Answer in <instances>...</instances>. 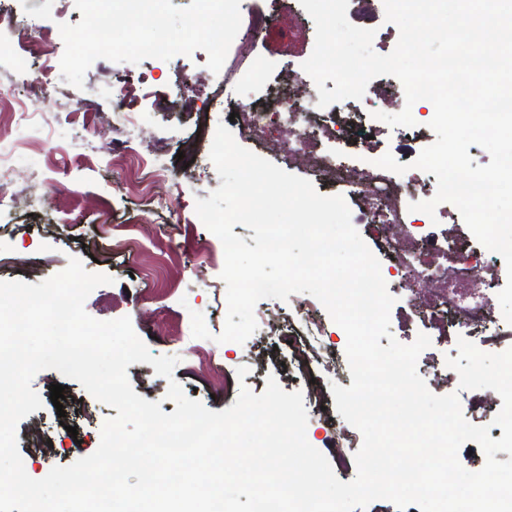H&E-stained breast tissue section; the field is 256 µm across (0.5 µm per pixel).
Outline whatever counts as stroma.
<instances>
[{
    "instance_id": "obj_1",
    "label": "stroma",
    "mask_w": 512,
    "mask_h": 512,
    "mask_svg": "<svg viewBox=\"0 0 512 512\" xmlns=\"http://www.w3.org/2000/svg\"><path fill=\"white\" fill-rule=\"evenodd\" d=\"M9 12L31 19L32 38L57 32L59 24L78 23L82 14L75 0H5ZM242 18L256 11L270 16L266 32L256 36L252 53L259 83L277 82L283 104L302 111L310 106L306 93H293L289 70L301 69L311 55L316 28L299 0H241ZM347 17L358 27L375 29L372 47L381 55L395 48L399 29L386 22L382 0H349ZM10 34L0 29V150L11 153L9 175L16 187H26L33 177L43 181L45 202L40 206L20 204L0 215V280L28 281L27 266L39 269V280L61 272L69 258L81 260L86 271L105 273L112 284L96 288L86 299V312L99 320L129 317L137 336L156 356H175L179 362L172 378L156 374L152 365L128 366V379L134 392L150 402H160L164 413L176 405L167 400L169 380H176L189 399L200 401L213 412L231 407L241 386L262 394L268 377H275L285 392L308 393L309 386L289 374L291 355L279 345L277 337L254 333L245 343L219 342L227 313L224 248L195 213L196 199L208 198L221 180L209 158L211 145L198 144L201 160L194 171H185L178 151L193 142L194 111L213 107L215 101L246 104L247 94L239 80L212 73L208 56L197 50L171 60L149 58L139 63H114L96 60L85 74L83 95L93 100L96 114L84 123L71 124L68 113L82 112L72 100L71 85L56 76L53 97L44 98L28 91L34 72L42 69V59L22 51L10 50ZM126 74L146 78V95L139 100L138 125L127 131L126 120L116 105L113 91L116 77ZM191 75L192 93L181 88L183 75ZM165 102L166 111L155 109ZM44 116L40 126L18 125L16 108ZM367 112H400L405 104L403 92L393 89L387 76L374 78L362 97ZM420 135L407 139L403 128L375 121L378 131L374 152H356L341 147V154L360 165L362 180H369L371 156L391 153L399 163L416 159L436 136L428 123L432 115L424 101L410 106ZM133 137L134 150L123 161L109 162L100 152L102 143L121 142ZM170 197V207H156L157 193ZM381 275L389 293L395 294L391 308L390 339L408 344L419 333H427L431 345L419 357L418 369L445 367L447 358L457 357V339L448 333L447 319L424 327L417 310L426 306L431 295L428 284H420L413 299L397 296L398 279L388 261L380 263ZM204 316L209 338L193 337L191 312ZM249 370L238 378L239 367ZM429 390L437 395L458 393L465 419L489 426L492 439L503 435L492 423V414L472 412V403L483 400L484 390L460 389L456 380L434 381L426 374ZM64 385V416H57L50 400V385ZM32 389L42 399L41 409L17 425L18 448L26 473L44 478L56 466H68L92 454L99 446L101 429L107 418L116 416L109 407L89 394L76 380L65 379L47 369L35 375ZM344 419L323 421L309 418L306 438L329 460L336 477L349 482L356 475L354 449H347L348 460L339 463L336 434L345 427ZM44 429L52 440L50 450L37 453L29 441L36 429Z\"/></svg>"
}]
</instances>
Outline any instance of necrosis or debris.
<instances>
[{
    "instance_id": "1",
    "label": "necrosis or debris",
    "mask_w": 512,
    "mask_h": 512,
    "mask_svg": "<svg viewBox=\"0 0 512 512\" xmlns=\"http://www.w3.org/2000/svg\"><path fill=\"white\" fill-rule=\"evenodd\" d=\"M356 110L354 100L348 99L343 105L315 107L307 114L256 108L239 113L235 121L242 133L256 139L265 133L271 120L290 126L291 135L276 145L283 159L305 166L316 178L340 184L344 181V165L336 144ZM348 193L362 202V215L371 233L391 248L392 267L401 274V289L412 291L423 279L434 283L433 304L423 310L424 320H434L442 310L453 329L473 333L480 345L512 344V331L504 330L492 316V290L499 281L498 272L488 268L481 253L466 246L462 235L439 233L432 225L410 222L409 204L429 197L418 180L410 175L397 178L379 169L369 185L350 186ZM295 314V321L279 336L290 343L292 353L299 355V372L307 379L334 372L325 328L314 308L302 300Z\"/></svg>"
}]
</instances>
